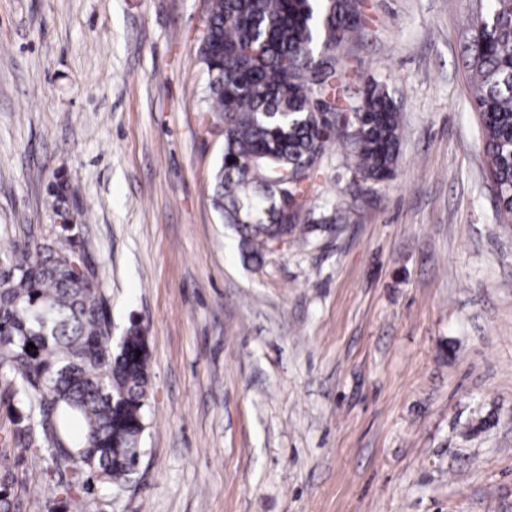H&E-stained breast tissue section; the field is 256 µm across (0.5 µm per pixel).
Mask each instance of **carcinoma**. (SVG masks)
<instances>
[{
    "label": "carcinoma",
    "mask_w": 512,
    "mask_h": 512,
    "mask_svg": "<svg viewBox=\"0 0 512 512\" xmlns=\"http://www.w3.org/2000/svg\"><path fill=\"white\" fill-rule=\"evenodd\" d=\"M360 0H211L197 54L205 101L224 127L212 201L245 256L278 234L288 205L313 193L314 160L338 144L346 176L378 183L397 161L400 112L386 84L345 95L349 73L336 51L359 31ZM467 67L480 115L486 176L500 215L512 223V0H488L469 23ZM60 245L25 244L0 261V376L14 444L38 429L53 465L59 505L100 484L132 483L131 445L146 428L149 353L131 325L112 338L111 307L73 274ZM35 348L26 350L28 343ZM11 468L0 456V512H11Z\"/></svg>",
    "instance_id": "obj_1"
}]
</instances>
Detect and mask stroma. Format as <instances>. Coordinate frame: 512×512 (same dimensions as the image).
<instances>
[{
	"instance_id": "stroma-1",
	"label": "stroma",
	"mask_w": 512,
	"mask_h": 512,
	"mask_svg": "<svg viewBox=\"0 0 512 512\" xmlns=\"http://www.w3.org/2000/svg\"><path fill=\"white\" fill-rule=\"evenodd\" d=\"M477 0H364L339 52L402 112L392 179L324 155L261 262L212 204L208 0H0V258L69 220L112 311L139 324L150 401L137 481L67 512H512V224L470 104ZM13 512H54L13 443Z\"/></svg>"
}]
</instances>
